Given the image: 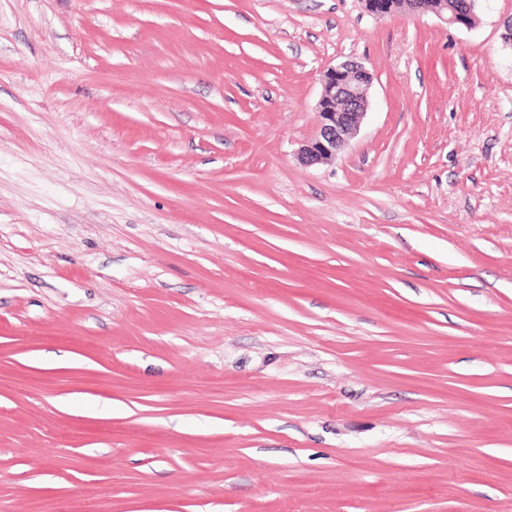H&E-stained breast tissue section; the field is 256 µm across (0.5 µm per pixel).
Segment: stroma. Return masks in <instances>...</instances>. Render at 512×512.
I'll list each match as a JSON object with an SVG mask.
<instances>
[{
	"label": "stroma",
	"instance_id": "1",
	"mask_svg": "<svg viewBox=\"0 0 512 512\" xmlns=\"http://www.w3.org/2000/svg\"><path fill=\"white\" fill-rule=\"evenodd\" d=\"M0 0V512H512V0ZM372 74L306 166L321 75ZM439 0V1H432L427 0L426 2L427 6H430L433 10V7L440 6L442 2V6L439 9L434 10V13L448 26H452L455 28H466V29H472L476 26L477 23V16L473 10V8L476 5L475 0L466 1L467 10L466 13L459 12L461 8L463 7L462 2L464 0ZM454 9H457V11H452ZM452 11L450 15H448V12Z\"/></svg>",
	"mask_w": 512,
	"mask_h": 512
}]
</instances>
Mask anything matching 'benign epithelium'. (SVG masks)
<instances>
[{"label":"benign epithelium","mask_w":512,"mask_h":512,"mask_svg":"<svg viewBox=\"0 0 512 512\" xmlns=\"http://www.w3.org/2000/svg\"><path fill=\"white\" fill-rule=\"evenodd\" d=\"M434 13L447 25L471 29L476 26L474 12L476 0L467 2V12H448V2ZM372 82L371 73L360 62L347 60L323 72L321 94L318 100L320 115L319 129L315 137L301 146L298 160L313 166L327 163L336 158L359 129L369 101L368 88Z\"/></svg>","instance_id":"benign-epithelium-1"}]
</instances>
